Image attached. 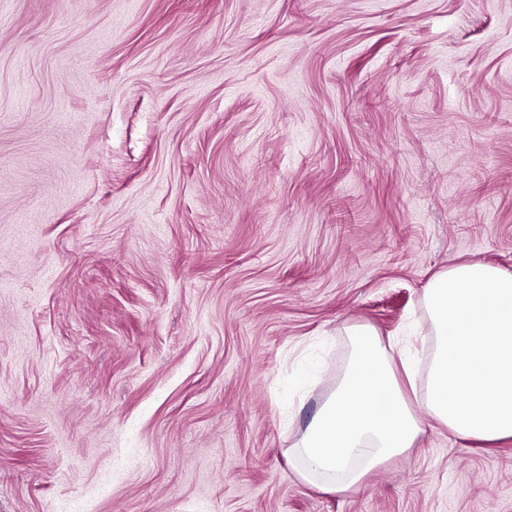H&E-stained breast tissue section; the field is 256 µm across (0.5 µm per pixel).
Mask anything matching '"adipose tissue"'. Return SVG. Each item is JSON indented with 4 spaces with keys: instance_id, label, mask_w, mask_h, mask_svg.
I'll return each instance as SVG.
<instances>
[{
    "instance_id": "obj_1",
    "label": "adipose tissue",
    "mask_w": 512,
    "mask_h": 512,
    "mask_svg": "<svg viewBox=\"0 0 512 512\" xmlns=\"http://www.w3.org/2000/svg\"><path fill=\"white\" fill-rule=\"evenodd\" d=\"M433 340L425 383L409 398L414 360L394 365L376 331L346 328L350 358L316 417L287 450L300 477L330 490L413 447L423 430L413 407L463 439L512 438V273L484 263L451 266L423 291Z\"/></svg>"
}]
</instances>
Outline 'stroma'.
Returning a JSON list of instances; mask_svg holds the SVG:
<instances>
[{"instance_id":"1","label":"stroma","mask_w":512,"mask_h":512,"mask_svg":"<svg viewBox=\"0 0 512 512\" xmlns=\"http://www.w3.org/2000/svg\"><path fill=\"white\" fill-rule=\"evenodd\" d=\"M512 272V0H0V512H512L422 405L356 491L285 450L365 323Z\"/></svg>"}]
</instances>
